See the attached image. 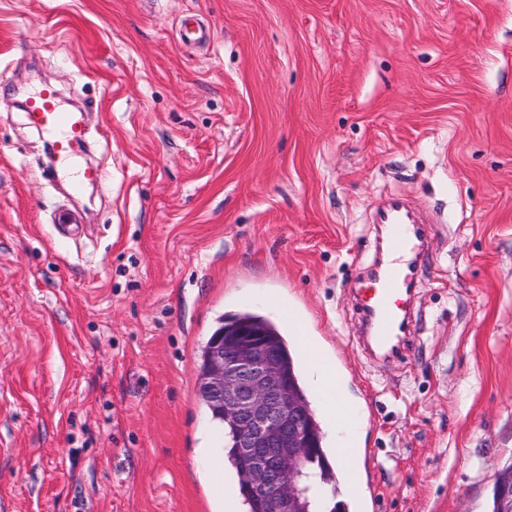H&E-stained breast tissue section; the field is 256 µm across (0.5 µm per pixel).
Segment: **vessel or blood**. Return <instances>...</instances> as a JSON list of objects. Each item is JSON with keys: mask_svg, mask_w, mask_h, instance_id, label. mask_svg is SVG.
Listing matches in <instances>:
<instances>
[{"mask_svg": "<svg viewBox=\"0 0 512 512\" xmlns=\"http://www.w3.org/2000/svg\"><path fill=\"white\" fill-rule=\"evenodd\" d=\"M27 115L35 128L56 132L57 138L50 144L55 155L71 152L83 136L79 120L60 108L57 96L51 90H43L29 98ZM379 222L383 229L382 245L390 259L380 263L374 273V286L362 304L360 316L371 343L377 349L392 357L406 359L412 353L410 338L414 325L404 304L419 276L426 230L396 200L381 210ZM334 453L338 468L353 493L356 512H363L368 506L365 491L371 482L367 469L357 464L362 451L357 444L345 438L337 442Z\"/></svg>", "mask_w": 512, "mask_h": 512, "instance_id": "vessel-or-blood-1", "label": "vessel or blood"}]
</instances>
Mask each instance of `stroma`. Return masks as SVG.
I'll return each mask as SVG.
<instances>
[{
	"mask_svg": "<svg viewBox=\"0 0 512 512\" xmlns=\"http://www.w3.org/2000/svg\"><path fill=\"white\" fill-rule=\"evenodd\" d=\"M44 88L81 107L100 182L47 165ZM392 194L435 219L404 362L358 343L351 295ZM243 297L347 361L378 512H489L512 0H0V512H242L196 365Z\"/></svg>",
	"mask_w": 512,
	"mask_h": 512,
	"instance_id": "1",
	"label": "stroma"
}]
</instances>
